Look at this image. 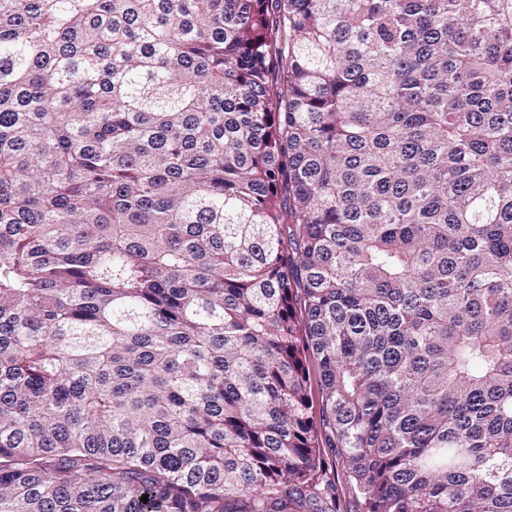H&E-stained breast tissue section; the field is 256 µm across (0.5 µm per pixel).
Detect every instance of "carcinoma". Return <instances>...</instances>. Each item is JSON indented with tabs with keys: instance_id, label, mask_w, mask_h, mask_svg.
<instances>
[{
	"instance_id": "obj_1",
	"label": "carcinoma",
	"mask_w": 512,
	"mask_h": 512,
	"mask_svg": "<svg viewBox=\"0 0 512 512\" xmlns=\"http://www.w3.org/2000/svg\"><path fill=\"white\" fill-rule=\"evenodd\" d=\"M310 355L512 512V0H0V512H336Z\"/></svg>"
}]
</instances>
